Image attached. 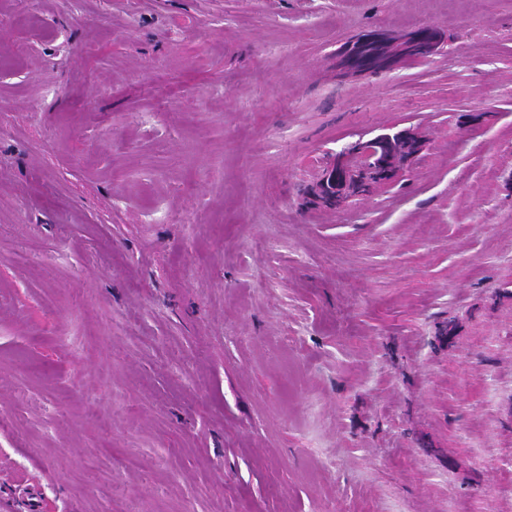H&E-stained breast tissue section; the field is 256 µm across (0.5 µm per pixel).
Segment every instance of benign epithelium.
<instances>
[{
	"label": "benign epithelium",
	"instance_id": "benign-epithelium-1",
	"mask_svg": "<svg viewBox=\"0 0 512 512\" xmlns=\"http://www.w3.org/2000/svg\"><path fill=\"white\" fill-rule=\"evenodd\" d=\"M382 39L379 30H368L345 42L336 53V62L343 70L355 63L370 45ZM443 40L439 30L422 25L415 31L407 48L393 50L381 71H391L411 62L426 61L440 53ZM427 146L424 136L405 128L393 133H380L366 140L342 147L323 167L316 185V204L326 209H340L353 200L394 186L411 162ZM371 169L375 180L359 188H349L354 172Z\"/></svg>",
	"mask_w": 512,
	"mask_h": 512
}]
</instances>
